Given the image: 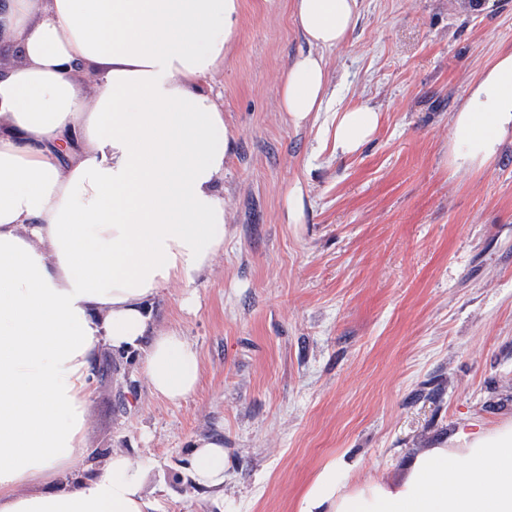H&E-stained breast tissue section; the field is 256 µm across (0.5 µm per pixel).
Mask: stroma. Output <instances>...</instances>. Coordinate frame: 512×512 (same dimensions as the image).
Returning a JSON list of instances; mask_svg holds the SVG:
<instances>
[{"mask_svg":"<svg viewBox=\"0 0 512 512\" xmlns=\"http://www.w3.org/2000/svg\"><path fill=\"white\" fill-rule=\"evenodd\" d=\"M241 2L204 81L234 132L224 251L194 308L175 286L151 304L156 329L198 350L201 382L170 403L123 356L87 411L91 460L148 464L156 512H296L335 459L358 461L351 485L388 483L459 429L512 424V140L481 169L448 158L471 86L512 52V0H361L348 40L323 52L325 108L299 127L278 93L309 49L290 0ZM350 106L379 124L342 155L322 130ZM212 437L224 488L202 493L188 459Z\"/></svg>","mask_w":512,"mask_h":512,"instance_id":"35a3bbf8","label":"stroma"}]
</instances>
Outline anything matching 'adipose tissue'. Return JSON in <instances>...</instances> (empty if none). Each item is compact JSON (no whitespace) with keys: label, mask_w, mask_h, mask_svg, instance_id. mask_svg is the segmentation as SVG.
Segmentation results:
<instances>
[{"label":"adipose tissue","mask_w":512,"mask_h":512,"mask_svg":"<svg viewBox=\"0 0 512 512\" xmlns=\"http://www.w3.org/2000/svg\"><path fill=\"white\" fill-rule=\"evenodd\" d=\"M311 50L279 78L294 125L327 96L322 49L346 41L360 0H291ZM240 0H8L0 43V512H154L149 470L123 453L88 463L92 368L102 348L136 356L170 402L201 379L197 350L153 326L151 303L194 287L224 250V174L234 135L200 88L239 29ZM97 84L83 90L86 74ZM379 122L336 111L326 133L357 152ZM512 135V53L470 88L454 117L451 159L489 162ZM393 483L348 487L332 462L296 512H512V426L459 432ZM224 444L189 457L198 489L224 484ZM34 492L22 494V485Z\"/></svg>","instance_id":"adipose-tissue-1"}]
</instances>
